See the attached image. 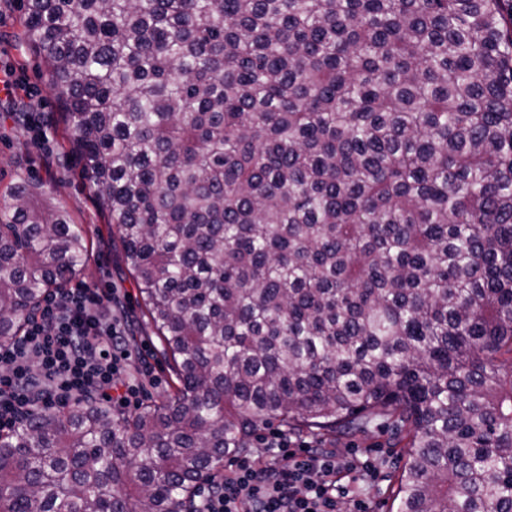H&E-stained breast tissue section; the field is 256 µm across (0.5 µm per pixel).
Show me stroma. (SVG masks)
I'll list each match as a JSON object with an SVG mask.
<instances>
[{
	"label": "stroma",
	"instance_id": "35a3bbf8",
	"mask_svg": "<svg viewBox=\"0 0 512 512\" xmlns=\"http://www.w3.org/2000/svg\"><path fill=\"white\" fill-rule=\"evenodd\" d=\"M26 0H0V69H16L24 82L23 91L8 97L0 93V190L25 175L40 184L48 196L59 200L76 223L85 225L91 256L82 282L101 288H119L124 312L130 324V347L148 346L151 362L160 378L148 388L147 398H156L174 387L173 376L164 359L161 344L142 313L138 291L122 254L112 246L116 229L102 215L82 174L83 162L64 140L65 125L57 92L48 90L49 78L39 56L18 37L25 16ZM31 112L34 122L22 120ZM342 445L366 448L376 453L383 477L372 489L375 512H395L392 490L406 456L392 445L387 434L373 431L347 435Z\"/></svg>",
	"mask_w": 512,
	"mask_h": 512
}]
</instances>
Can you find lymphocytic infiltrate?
Masks as SVG:
<instances>
[{
  "label": "lymphocytic infiltrate",
  "mask_w": 512,
  "mask_h": 512,
  "mask_svg": "<svg viewBox=\"0 0 512 512\" xmlns=\"http://www.w3.org/2000/svg\"><path fill=\"white\" fill-rule=\"evenodd\" d=\"M118 289L79 284L55 291L23 333L0 346V433L34 411L95 397L124 409L155 384L147 356L127 360L128 327L115 314ZM272 461L234 460L231 475L213 481L199 512H373L365 491L377 475L356 448H306L265 439Z\"/></svg>",
  "instance_id": "1"
}]
</instances>
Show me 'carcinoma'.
<instances>
[{
  "instance_id": "1",
  "label": "carcinoma",
  "mask_w": 512,
  "mask_h": 512,
  "mask_svg": "<svg viewBox=\"0 0 512 512\" xmlns=\"http://www.w3.org/2000/svg\"><path fill=\"white\" fill-rule=\"evenodd\" d=\"M174 389L0 435V512H197L275 425L406 448L397 512H512V3L26 0ZM87 231L0 192V344Z\"/></svg>"
}]
</instances>
